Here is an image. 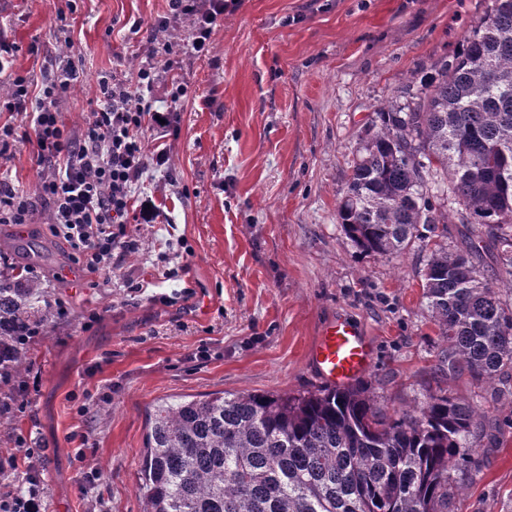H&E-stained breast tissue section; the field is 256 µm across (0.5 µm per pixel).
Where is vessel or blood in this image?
<instances>
[{
    "instance_id": "obj_1",
    "label": "vessel or blood",
    "mask_w": 512,
    "mask_h": 512,
    "mask_svg": "<svg viewBox=\"0 0 512 512\" xmlns=\"http://www.w3.org/2000/svg\"><path fill=\"white\" fill-rule=\"evenodd\" d=\"M311 360L325 383L344 387L369 369L372 345L357 325L339 318L324 327Z\"/></svg>"
}]
</instances>
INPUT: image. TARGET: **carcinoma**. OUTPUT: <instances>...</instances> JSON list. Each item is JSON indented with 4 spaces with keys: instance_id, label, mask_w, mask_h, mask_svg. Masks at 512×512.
Here are the masks:
<instances>
[{
    "instance_id": "cac0c4a2",
    "label": "carcinoma",
    "mask_w": 512,
    "mask_h": 512,
    "mask_svg": "<svg viewBox=\"0 0 512 512\" xmlns=\"http://www.w3.org/2000/svg\"><path fill=\"white\" fill-rule=\"evenodd\" d=\"M450 196L460 223L481 225L480 243L437 242ZM337 219L367 256L430 244L422 298L448 365L458 358L487 384L512 369V305L474 261L486 251L512 274V0H490L459 52L372 112ZM13 250L46 259L22 238ZM52 322L50 289L25 266L0 278V423L30 361L26 336ZM477 418L446 392L385 418L351 385L166 401L150 418L137 491L145 512H450Z\"/></svg>"
}]
</instances>
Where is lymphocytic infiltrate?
Returning <instances> with one entry per match:
<instances>
[{"label":"lymphocytic infiltrate","mask_w":512,"mask_h":512,"mask_svg":"<svg viewBox=\"0 0 512 512\" xmlns=\"http://www.w3.org/2000/svg\"><path fill=\"white\" fill-rule=\"evenodd\" d=\"M229 8L227 0H168V19L154 29L166 32L169 19H183L193 29L191 49L208 53L217 23ZM179 61L164 56L161 65L141 67L135 88L102 79L101 95L87 113L80 132L67 127L58 110L80 81L76 67H67L32 90L30 76L16 75L10 88L0 93V155L16 140L14 118L32 128L33 153L40 170L36 196L0 188V223L25 224L34 213V200L49 208L55 232L69 242L91 273L111 267L114 260L138 255L142 243L127 229L135 184L149 167L169 161L166 151L147 154L142 134L160 129L177 135V104L184 88L171 94L166 110L156 106L154 87L160 71H174ZM27 462L24 495H0V512H42L39 466L33 449L23 451Z\"/></svg>","instance_id":"1"}]
</instances>
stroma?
<instances>
[{"mask_svg":"<svg viewBox=\"0 0 512 512\" xmlns=\"http://www.w3.org/2000/svg\"><path fill=\"white\" fill-rule=\"evenodd\" d=\"M206 55L177 24V70L155 96L166 109L186 89L179 133L145 131L166 149L134 206L143 253L88 273L37 204L26 232L61 260L32 268L51 290L54 323L36 340L29 401L0 425V454L17 439L41 455L45 512H144L136 485L153 405L184 397L317 389L310 358L323 327L345 317L374 346L363 380L390 414L429 394L479 408L469 445L475 469L457 474L452 512H512V372L488 386L449 367L422 298L428 253L359 254L336 217L352 154L370 112L416 71L462 45L486 0H236ZM166 0H0V40L13 72L34 81L68 65L82 77L59 104L79 130L101 76L134 85L161 48L152 27ZM18 122L0 181L35 194L39 170ZM207 309H200V299Z\"/></svg>","mask_w":512,"mask_h":512,"instance_id":"obj_1","label":"stroma"}]
</instances>
